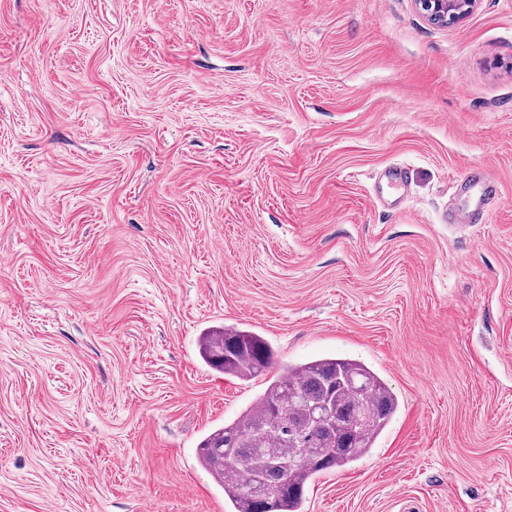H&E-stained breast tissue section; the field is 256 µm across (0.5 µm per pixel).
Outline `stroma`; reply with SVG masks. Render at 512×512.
I'll return each mask as SVG.
<instances>
[{
	"label": "stroma",
	"mask_w": 512,
	"mask_h": 512,
	"mask_svg": "<svg viewBox=\"0 0 512 512\" xmlns=\"http://www.w3.org/2000/svg\"><path fill=\"white\" fill-rule=\"evenodd\" d=\"M219 327L398 401L307 512H512V0H0V512H231ZM420 12L433 24L448 25L462 20L479 0H414ZM459 193L466 198V210L448 208L445 221L449 224H471L481 220L489 205V194L493 191L490 181L476 176H466L458 182Z\"/></svg>",
	"instance_id": "35a3bbf8"
}]
</instances>
